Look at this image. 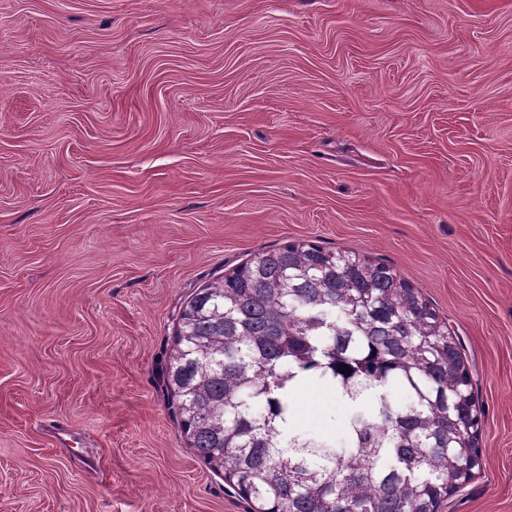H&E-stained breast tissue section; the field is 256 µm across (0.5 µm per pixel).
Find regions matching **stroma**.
<instances>
[{"label": "stroma", "instance_id": "1", "mask_svg": "<svg viewBox=\"0 0 512 512\" xmlns=\"http://www.w3.org/2000/svg\"><path fill=\"white\" fill-rule=\"evenodd\" d=\"M306 240L459 337L481 466L439 512H512V0H0V512H249L165 371L198 288Z\"/></svg>", "mask_w": 512, "mask_h": 512}]
</instances>
